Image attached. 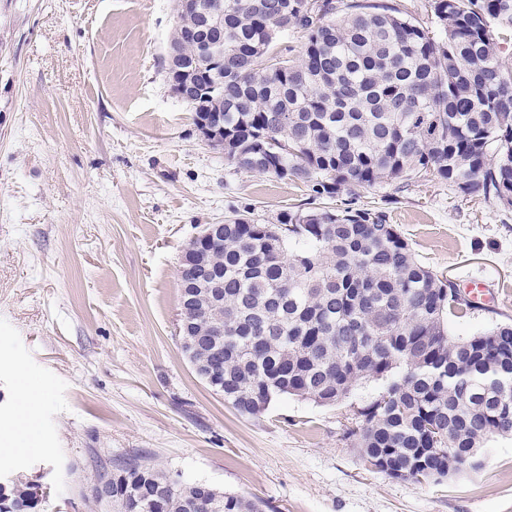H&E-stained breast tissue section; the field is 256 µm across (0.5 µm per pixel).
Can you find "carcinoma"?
<instances>
[{"instance_id": "obj_1", "label": "carcinoma", "mask_w": 512, "mask_h": 512, "mask_svg": "<svg viewBox=\"0 0 512 512\" xmlns=\"http://www.w3.org/2000/svg\"><path fill=\"white\" fill-rule=\"evenodd\" d=\"M201 14L177 12L172 41L196 87L184 104L224 121L237 172L300 180L309 206L275 224L236 216L209 245L213 284L195 287L181 337L196 365L224 374V403L242 415L291 395L334 406L366 379L378 394L344 437L376 471L421 482L448 477V455L479 467L478 450L512 433V323L467 338L448 314L470 307L455 284L419 261L376 206L330 207L341 190L433 171L465 194L512 207V0H426L430 21L382 0H222L223 63L193 37ZM306 35L302 55L277 47ZM224 322V333L210 334ZM170 477L133 459L112 472V508L131 512L140 488ZM31 484H0V512H29ZM167 512H263L242 495L197 502L176 487Z\"/></svg>"}]
</instances>
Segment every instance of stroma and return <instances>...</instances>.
<instances>
[{"mask_svg":"<svg viewBox=\"0 0 512 512\" xmlns=\"http://www.w3.org/2000/svg\"><path fill=\"white\" fill-rule=\"evenodd\" d=\"M176 21L174 0H0V441L18 371L44 393L36 449L0 453V477L41 485L38 512H106L91 490L132 457L264 512H512V436L489 438L478 469L395 480L344 437L381 382L248 416L195 375L186 244L235 214L275 223L308 189L234 172L204 141L163 65ZM349 203L385 210L460 290H498L449 316L450 336L512 321V211L433 173Z\"/></svg>","mask_w":512,"mask_h":512,"instance_id":"1","label":"stroma"}]
</instances>
